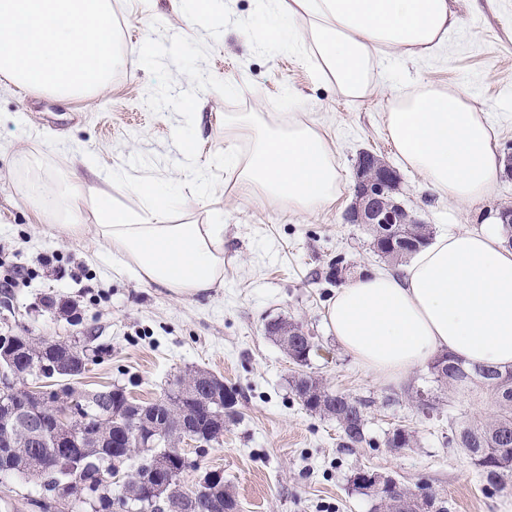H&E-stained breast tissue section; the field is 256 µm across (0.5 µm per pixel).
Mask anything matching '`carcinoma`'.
<instances>
[{"label":"carcinoma","mask_w":512,"mask_h":512,"mask_svg":"<svg viewBox=\"0 0 512 512\" xmlns=\"http://www.w3.org/2000/svg\"><path fill=\"white\" fill-rule=\"evenodd\" d=\"M55 349V342L36 338L26 332L0 336V350L13 354L11 372L16 379H25L35 373L38 365L46 361ZM435 380L448 388V396L488 392L495 404L493 416L487 419H461L448 423V446L469 448L476 456L474 465L495 488L505 487V477L512 475L500 464V459L512 456V369L498 370L482 365H467L447 354L436 357L431 363ZM304 383L311 395L303 407L320 415L336 419L341 432L342 446L358 448L367 442V401L345 394L328 391L318 380L301 374L293 377L291 387ZM84 403L99 415L96 431L102 448H85L71 459L61 460L57 448L44 441L34 430L19 425L11 430L10 446L0 447V477L10 476L39 482L40 498L27 500V505L38 512H109L111 498L124 496L132 506L131 512H211L213 497L222 504L236 505L234 497L224 488V480L213 482L210 476L198 482L190 490L181 489V475L172 466L171 486L160 497L162 508L151 505L147 490L140 485L138 463L147 453H159L169 459L176 455L177 438L173 437L163 448H126L118 442L122 434L123 413L121 401L108 397L112 414L101 411L102 397L90 392L84 395ZM213 404L196 401L180 405L155 406L150 410L160 424H173L184 420L188 427L207 434L214 441L221 434L222 425ZM117 447H112V444ZM130 467L128 480L120 487L109 481V473L122 464ZM83 489L88 501L77 497ZM412 497L410 489L398 486L396 498L383 504L385 512H401V503Z\"/></svg>","instance_id":"1"}]
</instances>
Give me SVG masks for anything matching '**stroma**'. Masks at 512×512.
<instances>
[{"label": "stroma", "mask_w": 512, "mask_h": 512, "mask_svg": "<svg viewBox=\"0 0 512 512\" xmlns=\"http://www.w3.org/2000/svg\"><path fill=\"white\" fill-rule=\"evenodd\" d=\"M123 21L122 60L110 90L94 107L83 101L7 87L0 76V334L29 330L54 339L93 337L100 351L81 379L86 389L125 387L134 398H160L174 377L205 369L236 388L234 417L220 442L187 449L194 469L184 487L217 471L238 512H373V499L351 478L368 469L407 488L425 485L448 512H512V477L487 486L470 460L448 445L449 418L494 412L485 395L449 399L429 366L400 385L376 381L328 333L324 314L337 291L336 261L349 277L390 271L372 237L346 213L354 199V164L377 155L400 175L397 199L434 235L501 233L512 207V179L496 180L492 197L463 206L426 189L402 167L383 131L390 98L416 79L465 91L486 112L500 154L512 152V0H451L461 22L438 52L406 63L393 58L382 88L352 102L318 77L298 42L271 49L259 35L268 18L258 0H223L224 10L187 27L180 0H116ZM149 52H142V45ZM228 112L289 115L319 124L332 145L343 191L330 207L306 214L240 196L226 151L244 138L224 133ZM85 158V180L103 183L121 171L115 205L136 209L133 188L155 181L176 202L169 223L208 221L224 210V285L194 296L147 286L114 272L104 250L41 221L17 186L32 175L70 180L73 158ZM202 178L208 198L180 202ZM58 254V262L44 259ZM283 319L312 334L306 366L291 362L265 332ZM333 392L368 402L369 442L341 445L335 419L307 411L291 388L298 373ZM425 395L439 404L423 413ZM411 447L389 448L396 429Z\"/></svg>", "instance_id": "stroma-1"}]
</instances>
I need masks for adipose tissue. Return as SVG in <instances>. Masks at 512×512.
<instances>
[{
	"label": "adipose tissue",
	"mask_w": 512,
	"mask_h": 512,
	"mask_svg": "<svg viewBox=\"0 0 512 512\" xmlns=\"http://www.w3.org/2000/svg\"><path fill=\"white\" fill-rule=\"evenodd\" d=\"M265 41L282 45L298 28L304 51L347 100L376 93L393 55L412 60L435 53L460 23L449 0H265ZM384 131L404 165L437 195L472 204L492 196L500 168L494 130L466 93L428 81L394 95ZM225 132L245 133L247 151L224 156L249 199L311 213L341 190L333 149L318 125L287 126L260 112H228ZM83 183L61 194L38 179L24 193L38 212H51L67 235L98 243L116 271L191 296L224 283V213L205 224H171L173 198L150 182L137 185L138 210L109 206L110 188ZM97 202L95 221L78 224L81 196ZM328 332L376 380L398 384L437 355L512 368V249L487 233L445 234L420 249L399 272L360 275L337 291L325 312Z\"/></svg>",
	"instance_id": "1"
}]
</instances>
